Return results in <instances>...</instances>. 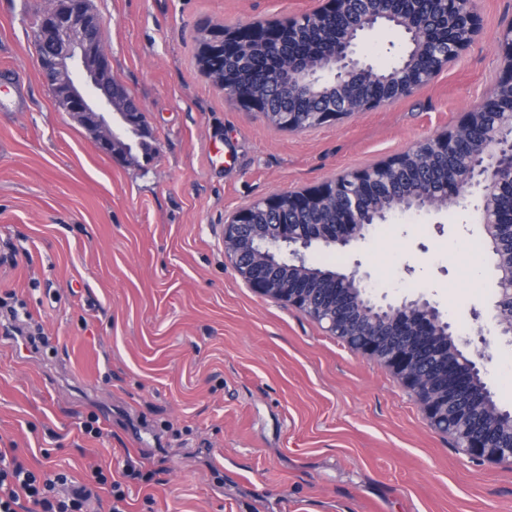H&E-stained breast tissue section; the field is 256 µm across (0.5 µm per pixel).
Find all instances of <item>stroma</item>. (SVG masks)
Here are the masks:
<instances>
[{
  "mask_svg": "<svg viewBox=\"0 0 512 512\" xmlns=\"http://www.w3.org/2000/svg\"><path fill=\"white\" fill-rule=\"evenodd\" d=\"M112 78L144 110L130 156L105 155L60 109L36 53L45 0H0V296L43 337L0 320V452L77 482L138 459L126 512H512V460L481 464L432 430L400 381L302 311L261 298L224 254V224L277 192L367 167L452 127L492 87L512 0H474L476 42L392 105L289 132L201 71L205 30L297 16L319 0H92ZM390 28L359 49L378 67ZM153 151L142 155L139 140ZM472 209L410 211L316 266L360 269L374 298L426 295L456 336L484 332V376L512 410V346L493 318L494 258H472ZM98 417L101 437L81 424Z\"/></svg>",
  "mask_w": 512,
  "mask_h": 512,
  "instance_id": "1",
  "label": "stroma"
}]
</instances>
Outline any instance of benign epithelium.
<instances>
[{"mask_svg": "<svg viewBox=\"0 0 512 512\" xmlns=\"http://www.w3.org/2000/svg\"><path fill=\"white\" fill-rule=\"evenodd\" d=\"M390 0H371V8L354 27L357 38L336 35L331 56L326 61L294 54L289 47L299 40L300 28L308 20L344 14L351 0H322L313 11L288 20V26H258L209 29L200 44L204 71L226 95L257 112L264 111V100L243 93L236 73L221 71L214 62L230 53L255 51L272 56L275 69L282 74H301L300 86L314 92L325 86L344 88L355 77L375 78L377 68L357 53L358 37L381 28L398 27L406 35V49L399 61L386 70L388 97L368 102L346 98L336 107L319 106L308 119L290 112L275 116V122L288 131L305 129L307 123L321 126L335 123L359 112H367L412 95L430 84L448 61H456L474 42L480 20L472 4L458 14V0H441L445 23L436 28L418 19L416 11L395 16ZM38 31L54 41L49 54L37 53L39 69L48 85L57 93L59 107L81 122L98 139L108 155L112 154L116 129L106 119L112 110L122 124L133 131L143 127L142 107L129 110L131 99L112 83L108 55L98 37L100 20L91 0H53L42 12ZM502 65L490 91L459 123L435 136L388 157L377 165L345 174L350 182L351 203L336 213L330 224H287L283 215H313L336 193L339 177L301 191L276 193L261 198L232 213L224 225V253L234 269L254 293L295 307L320 324L336 339L355 343V351L375 359L389 369L404 388L416 398L430 426L448 434L456 449L465 456L487 463L512 458L511 448L493 445L486 432L472 429V410L481 405L492 418L512 421V411L500 408L483 381L486 364L492 360L489 340L478 332V345L470 352L448 342L449 357L439 369L428 366L435 356L437 340L452 337L450 323L439 309L419 296L399 302L378 304L367 291L365 277L354 269L333 276L330 297L317 298V281L309 276L312 265L307 253L316 245L344 249L362 240L375 223L387 221L381 212L369 220L371 195L376 182L384 176H396L405 164L428 144L434 153L446 155L481 121L486 109L502 113L500 126L485 135L483 142L459 168L431 174L422 196L413 203L394 205L396 211H439L450 205H471L479 214L478 224L490 245L497 272L493 301L494 320L500 335L512 345V257L503 254L502 235L512 234V207L501 206L512 199V25L499 39ZM79 70L82 86L73 79Z\"/></svg>", "mask_w": 512, "mask_h": 512, "instance_id": "1", "label": "benign epithelium"}]
</instances>
